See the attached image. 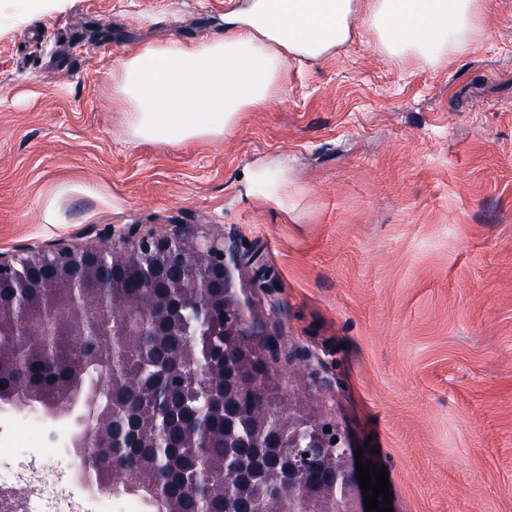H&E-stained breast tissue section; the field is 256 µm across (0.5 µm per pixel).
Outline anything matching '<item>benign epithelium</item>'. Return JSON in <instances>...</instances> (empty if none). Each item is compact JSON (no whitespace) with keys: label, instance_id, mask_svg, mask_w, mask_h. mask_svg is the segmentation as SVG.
<instances>
[{"label":"benign epithelium","instance_id":"1","mask_svg":"<svg viewBox=\"0 0 512 512\" xmlns=\"http://www.w3.org/2000/svg\"><path fill=\"white\" fill-rule=\"evenodd\" d=\"M252 264L237 251L225 253L212 243L188 236L156 238L142 236L126 246L114 248H60L34 252L14 260L0 257V335L13 330L20 298L13 289H28L24 303L32 313L26 327L39 329L45 302L51 300L59 314L61 335L89 356L111 348L100 330L105 318L112 319V335L121 337L120 349L139 348L143 337L152 336V351L162 348L169 334L168 311L182 299L194 310L206 336L224 337V365H212L207 379L210 391H224V424L237 419L238 404L256 409L268 396L269 365L266 346L248 348L244 337L260 335L257 324L247 318L248 299L234 279L233 270ZM136 280L144 291L136 296L125 292L128 281ZM108 384L112 400L125 412L122 417L95 406L92 395L70 385L42 399L22 383L0 385V417H27L38 413L48 421L59 417L63 408L69 418L67 447L101 448L105 463L128 488L139 479L141 463L120 458L114 448L130 445L142 448L173 446L170 425L158 423L169 413L166 389L154 391L153 403L141 401L142 391L124 376L112 373L94 383ZM254 448L288 447V487L284 488L273 512H366L363 491L357 479L354 447L349 434L338 424L301 416L283 406L278 413L253 415ZM212 407L206 405L193 415L182 446L194 448L210 436ZM305 434L307 445L298 441ZM322 448L336 452L324 457L328 476L336 483L319 493L322 507H307L311 493L300 480L303 470ZM75 479L92 495L113 493L84 468Z\"/></svg>","mask_w":512,"mask_h":512}]
</instances>
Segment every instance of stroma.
<instances>
[{"mask_svg": "<svg viewBox=\"0 0 512 512\" xmlns=\"http://www.w3.org/2000/svg\"><path fill=\"white\" fill-rule=\"evenodd\" d=\"M432 67L357 40L291 63L218 140L137 141L128 53L213 31L236 0H0V256L190 229L271 272L274 383L389 473L397 512H512V0ZM67 420L0 422L35 499Z\"/></svg>", "mask_w": 512, "mask_h": 512, "instance_id": "35a3bbf8", "label": "stroma"}]
</instances>
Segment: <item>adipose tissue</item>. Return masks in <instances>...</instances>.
Returning <instances> with one entry per match:
<instances>
[{
	"label": "adipose tissue",
	"mask_w": 512,
	"mask_h": 512,
	"mask_svg": "<svg viewBox=\"0 0 512 512\" xmlns=\"http://www.w3.org/2000/svg\"><path fill=\"white\" fill-rule=\"evenodd\" d=\"M495 0H240L201 42H168L121 59L112 99L142 142L220 138L270 103L294 59L321 60L356 37L387 55L439 65L477 44Z\"/></svg>",
	"instance_id": "adipose-tissue-1"
}]
</instances>
